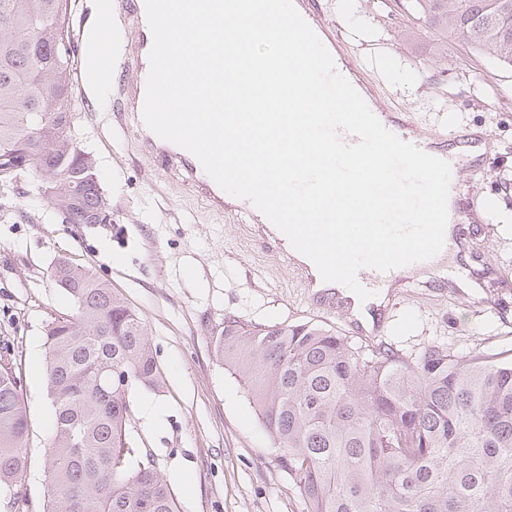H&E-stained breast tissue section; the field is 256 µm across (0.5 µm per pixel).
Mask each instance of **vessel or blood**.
Listing matches in <instances>:
<instances>
[{
    "instance_id": "b4317fda",
    "label": "vessel or blood",
    "mask_w": 512,
    "mask_h": 512,
    "mask_svg": "<svg viewBox=\"0 0 512 512\" xmlns=\"http://www.w3.org/2000/svg\"><path fill=\"white\" fill-rule=\"evenodd\" d=\"M294 4L330 51L335 70L351 84H369L368 71L358 69L353 62V49L326 17L325 0H294ZM130 26L132 38L131 67L135 73L132 81L117 85V100L120 112L141 116L149 73V52L153 37L149 28L144 0H111L106 10L98 17V31L101 36H111L116 23ZM118 65L117 59L103 54L86 76V83L108 84ZM378 118L383 126L403 141L416 147H423V140L415 133L413 124L404 112H382ZM147 152L155 159L161 170L176 169L183 183L192 186L210 204L212 210L233 214L237 205L225 202L224 191L206 174L198 159L181 147L159 138L146 125H138ZM440 159L451 166L448 199V223L452 227L451 238L445 239L444 248L453 252L462 271H470V258L477 235L486 228L482 209L475 197L466 189L467 183L480 180L486 174L493 160V145L489 133L478 124L463 125L442 132L433 145ZM408 267L387 272L372 268L361 269L358 280L364 287L380 285L386 281L407 282Z\"/></svg>"
}]
</instances>
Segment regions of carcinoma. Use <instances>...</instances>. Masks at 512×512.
Masks as SVG:
<instances>
[{
    "label": "carcinoma",
    "instance_id": "obj_1",
    "mask_svg": "<svg viewBox=\"0 0 512 512\" xmlns=\"http://www.w3.org/2000/svg\"><path fill=\"white\" fill-rule=\"evenodd\" d=\"M70 0H0V181L14 154L48 180L49 206L73 224L111 215L77 150L74 61L61 47ZM443 37L512 66V0H411ZM52 277L74 311L46 329L53 437L43 456L47 512H179L135 430L131 394L162 380L147 328L112 289L67 260ZM224 368L272 441L304 512H512V358L419 355L363 346L310 322L234 316L212 332ZM30 416L11 350H0V491L20 508Z\"/></svg>",
    "mask_w": 512,
    "mask_h": 512
}]
</instances>
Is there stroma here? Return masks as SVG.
<instances>
[{
    "label": "stroma",
    "mask_w": 512,
    "mask_h": 512,
    "mask_svg": "<svg viewBox=\"0 0 512 512\" xmlns=\"http://www.w3.org/2000/svg\"><path fill=\"white\" fill-rule=\"evenodd\" d=\"M325 2L362 61L390 44L376 79L382 108L411 113L430 140L449 122L479 123L498 152L471 188L494 228L475 247L489 272L485 288H435L426 273L412 287L391 289L384 341L415 354L438 343L460 355L512 350V67L461 41L438 45L409 0ZM100 3L71 0L81 73L93 65L85 36L96 29ZM74 108V135L102 176L111 224L65 223L31 172L0 187V347L14 350L31 420L25 512H45L48 500L41 471L52 415L44 327L72 310L51 277L60 258L108 283L148 329L163 380L158 392L133 391L136 429L179 512H303L241 385L216 359L211 334L235 316L262 325L310 321L351 337L349 314L312 305L299 265L260 244L256 224L209 210L194 188L157 169L135 126H121L111 87L75 96Z\"/></svg>",
    "instance_id": "obj_1"
}]
</instances>
